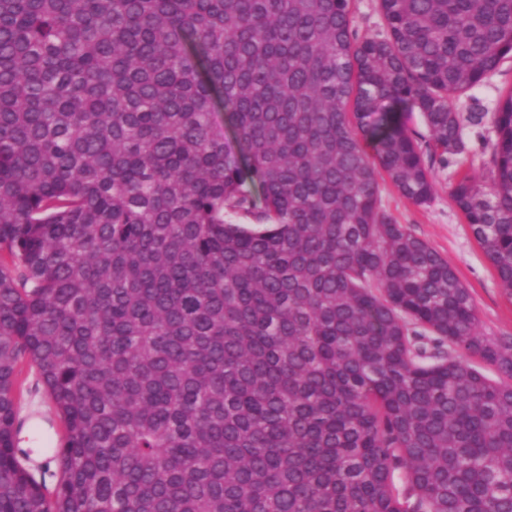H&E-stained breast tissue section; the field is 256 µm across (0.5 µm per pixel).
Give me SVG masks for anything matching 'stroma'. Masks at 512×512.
Returning a JSON list of instances; mask_svg holds the SVG:
<instances>
[{"label": "stroma", "instance_id": "1", "mask_svg": "<svg viewBox=\"0 0 512 512\" xmlns=\"http://www.w3.org/2000/svg\"><path fill=\"white\" fill-rule=\"evenodd\" d=\"M510 93L512 56L481 84L453 99L452 108L464 114H489L495 112L499 100ZM455 171L452 165L433 167L435 192L432 200L424 205L410 202L393 187L387 176H379L381 205L397 223L406 225L447 259L471 293L480 332L501 342L512 341V296L501 287L494 266L450 195Z\"/></svg>", "mask_w": 512, "mask_h": 512}]
</instances>
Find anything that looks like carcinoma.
Listing matches in <instances>:
<instances>
[{"label":"carcinoma","mask_w":512,"mask_h":512,"mask_svg":"<svg viewBox=\"0 0 512 512\" xmlns=\"http://www.w3.org/2000/svg\"><path fill=\"white\" fill-rule=\"evenodd\" d=\"M352 2L0 0V512H512V342L377 182L426 204L467 158L512 0H378L361 39ZM482 154L451 196L512 295V92ZM489 128V125L486 123L484 126H474L466 129V137L468 139L469 149L472 153H475V162L474 165L469 169V173L473 178V182L475 188L479 192H487L489 190V179L488 172L483 167L482 160H486L488 158L487 155L482 156V141L480 138L481 133H485V130ZM17 399L21 407L22 417L38 407L49 413L48 417L51 419V423L46 419H32L24 424L18 439L19 447L22 448L25 457H27V453L29 455V459L23 462L24 465L32 471L38 481L43 482L49 491L52 492L56 489L60 473L56 463L51 460V451L41 453L34 449L33 445L26 443L30 442L29 426L34 421L40 423L45 434L52 435L54 433L56 438L61 436L62 429L57 418L50 416L51 403L44 387L38 382L35 371L30 367L26 358L19 364Z\"/></svg>","instance_id":"carcinoma-1"}]
</instances>
